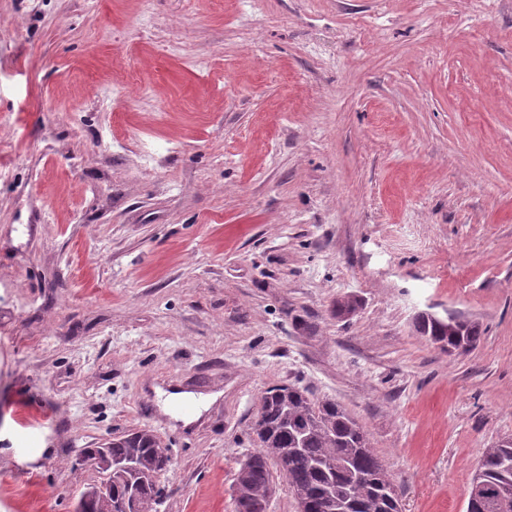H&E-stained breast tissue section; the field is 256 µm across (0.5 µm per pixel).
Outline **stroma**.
Wrapping results in <instances>:
<instances>
[{
    "instance_id": "35a3bbf8",
    "label": "stroma",
    "mask_w": 512,
    "mask_h": 512,
    "mask_svg": "<svg viewBox=\"0 0 512 512\" xmlns=\"http://www.w3.org/2000/svg\"><path fill=\"white\" fill-rule=\"evenodd\" d=\"M288 384L402 512H465L512 437V0H0V512H72L142 429L160 512H236ZM458 321L448 320L437 323L431 317L417 318V331L430 341L440 344L451 351L459 348H473L481 339V328L478 323L457 316Z\"/></svg>"
}]
</instances>
